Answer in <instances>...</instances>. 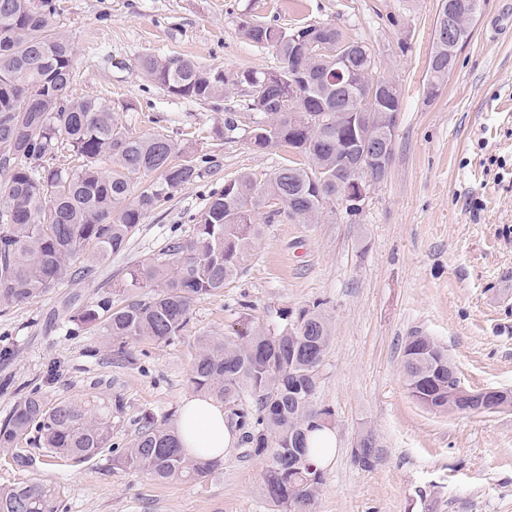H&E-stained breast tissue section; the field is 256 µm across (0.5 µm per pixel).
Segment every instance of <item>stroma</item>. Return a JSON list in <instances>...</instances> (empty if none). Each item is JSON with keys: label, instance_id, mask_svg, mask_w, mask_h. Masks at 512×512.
Wrapping results in <instances>:
<instances>
[{"label": "stroma", "instance_id": "stroma-1", "mask_svg": "<svg viewBox=\"0 0 512 512\" xmlns=\"http://www.w3.org/2000/svg\"><path fill=\"white\" fill-rule=\"evenodd\" d=\"M58 19L76 49L74 96L106 100L131 132L169 136L185 156L208 157L202 177L149 213L127 248L32 302L0 307V420L40 388L65 400L120 398L112 441L134 438L152 416L175 425L193 395L198 335L231 334L243 315L274 324L280 311L325 301L331 340L314 406L331 411L337 451L311 512H512V411L439 415L409 395L408 336L446 348L470 389H512V0H481L471 37L435 97L428 59L439 0H63ZM290 28L323 22L367 45L380 75L402 90L387 178L361 212L333 203L304 224L259 212L262 235L237 277L197 297L181 340L128 343L125 359L73 325L81 307L111 297L131 267L172 239L192 236L210 192L242 173L265 180L288 148L255 150L224 137L221 106L177 97L150 81L146 55L188 57L225 73L273 71L274 48L248 42L241 18ZM379 461H353L362 431ZM264 462L236 445L202 481L164 482L113 468L104 453L82 464L47 457L20 468L0 455V486L37 477L61 485L59 512H271Z\"/></svg>", "mask_w": 512, "mask_h": 512}]
</instances>
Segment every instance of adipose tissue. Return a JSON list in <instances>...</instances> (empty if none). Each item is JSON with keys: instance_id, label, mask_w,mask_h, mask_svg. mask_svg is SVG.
I'll list each match as a JSON object with an SVG mask.
<instances>
[{"instance_id": "obj_1", "label": "adipose tissue", "mask_w": 512, "mask_h": 512, "mask_svg": "<svg viewBox=\"0 0 512 512\" xmlns=\"http://www.w3.org/2000/svg\"><path fill=\"white\" fill-rule=\"evenodd\" d=\"M176 428L182 451L195 459L223 460L237 442L223 403L208 395L184 399Z\"/></svg>"}]
</instances>
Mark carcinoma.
Wrapping results in <instances>:
<instances>
[{
    "instance_id": "1",
    "label": "carcinoma",
    "mask_w": 512,
    "mask_h": 512,
    "mask_svg": "<svg viewBox=\"0 0 512 512\" xmlns=\"http://www.w3.org/2000/svg\"><path fill=\"white\" fill-rule=\"evenodd\" d=\"M60 0H0V305L31 302L67 277L123 251L146 215L202 175V167L162 134H134L119 124L99 98L74 97L75 46L56 25ZM448 6L440 0L427 80L448 79ZM239 32L256 45L273 47L275 71L227 75L217 67L145 55L142 72L169 93L203 102L224 99L233 89L242 112L230 111L224 131L245 133L251 147L291 145L302 163L282 166L258 183L243 173L212 191L192 216L195 232L174 239L151 260L132 267L119 288L123 305L107 297L71 316L108 338L116 357L130 340L166 344L183 335L195 298L218 292L236 277L261 236L258 210L270 198L303 222L322 215L310 186L313 168L336 175V139L347 129L336 114L362 96L365 72L377 68L375 54L332 25L304 23L283 29L240 19ZM349 42L350 73L336 85V56L298 58L294 38ZM111 168H104V165ZM153 176L137 191L134 175ZM276 326L258 324L234 336H199L189 382L235 406L246 456L265 462L261 491L280 512H290L297 493L315 499L323 472L308 456L304 436L316 419L320 367L330 342L324 303L284 310ZM403 374L411 397L439 413L465 411L466 398L452 387L458 369L446 350L418 332L407 337ZM122 401H53L34 388L19 398L0 423V450L21 467L36 457L22 442L35 432L51 457L76 464L109 452L112 466L164 481L202 480L218 462L192 460L177 444L175 428L146 419L120 450L112 444V413ZM61 486L39 478L0 486V512H58Z\"/></svg>"
}]
</instances>
